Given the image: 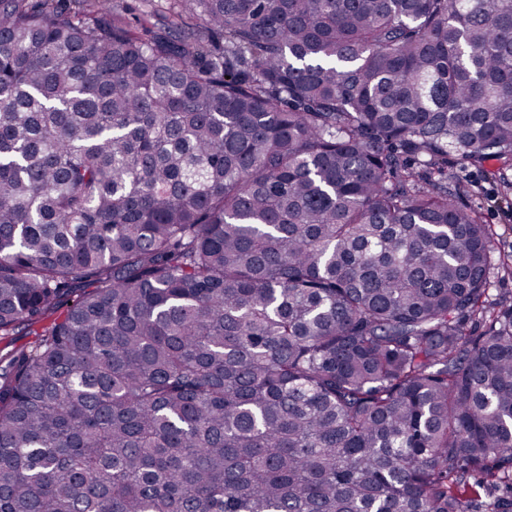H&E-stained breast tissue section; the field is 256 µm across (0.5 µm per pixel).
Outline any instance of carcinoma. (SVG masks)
I'll list each match as a JSON object with an SVG mask.
<instances>
[{
  "label": "carcinoma",
  "mask_w": 512,
  "mask_h": 512,
  "mask_svg": "<svg viewBox=\"0 0 512 512\" xmlns=\"http://www.w3.org/2000/svg\"><path fill=\"white\" fill-rule=\"evenodd\" d=\"M139 24L0 0V512H512V0ZM497 164L491 161L483 167L465 164L459 156H448V174L455 176L470 192L462 198V203L468 208L476 209L485 224L495 225L498 233L496 247L502 253L512 254V190H506V182L512 181V171L503 178L496 172ZM474 184L488 190H498L495 202L489 201L484 189L479 191ZM33 329L19 326L6 335H0V369L12 355L30 349L37 341Z\"/></svg>",
  "instance_id": "carcinoma-1"
}]
</instances>
